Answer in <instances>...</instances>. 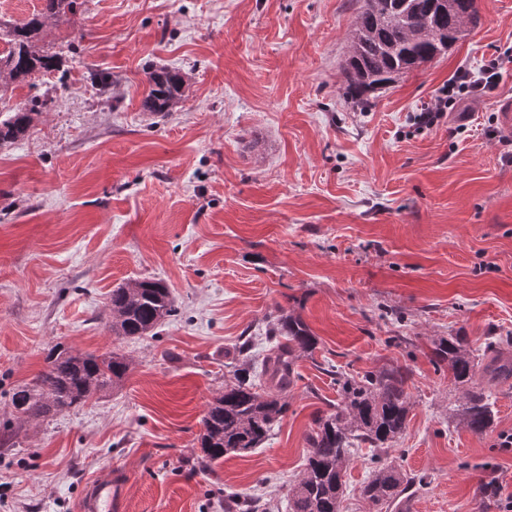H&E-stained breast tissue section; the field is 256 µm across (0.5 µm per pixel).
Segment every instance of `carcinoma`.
Listing matches in <instances>:
<instances>
[{"instance_id": "obj_1", "label": "carcinoma", "mask_w": 512, "mask_h": 512, "mask_svg": "<svg viewBox=\"0 0 512 512\" xmlns=\"http://www.w3.org/2000/svg\"><path fill=\"white\" fill-rule=\"evenodd\" d=\"M80 7L78 0H44L42 12L1 30L7 48L0 52V76L16 81L58 70L57 53L43 42L44 28L69 21ZM476 18V0H363L342 70L346 93L359 104H369L376 91L445 54ZM148 81L145 110L163 115L175 111L186 74L156 66ZM32 114L33 109L23 107L1 112L0 145L23 138ZM109 307L112 332L130 338L147 335L174 313L169 289L152 280L112 289ZM266 338L273 343L262 361L269 391L262 395L255 390L249 339L239 347L241 367L233 381L224 384V392L213 398L202 418V463L255 451L288 411L287 390L296 362L312 354L318 341L300 316L284 311L267 324ZM511 342L498 337L480 356L462 336L441 340L434 348L436 363L448 367L454 382L465 388L455 416L476 434L494 423L492 386L512 377V356L505 349ZM45 363L31 382L13 389L11 405L20 419L44 420L82 406L120 383L130 370L127 359L117 353L83 354L61 343L47 348ZM406 382L407 374L398 368L369 371L357 380L343 375L336 379L340 401L313 416L305 467L288 489V512H340L353 448L367 443L382 449L403 434L409 412ZM413 482L415 478L383 463L364 482L361 494L376 506H391Z\"/></svg>"}]
</instances>
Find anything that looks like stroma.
Listing matches in <instances>:
<instances>
[{"mask_svg": "<svg viewBox=\"0 0 512 512\" xmlns=\"http://www.w3.org/2000/svg\"><path fill=\"white\" fill-rule=\"evenodd\" d=\"M448 52L378 90L343 88L358 0H83L48 25L57 72L0 86V112L36 104L0 145V512H76L95 474L130 477L128 512H224V498L287 512L334 372L409 369L407 428L354 449L341 512H395L360 489L377 462L422 483L412 512H512V381L490 430L452 417L461 387L435 342L483 353L512 334V64L433 127L417 113L458 68L512 54V0H477ZM187 75L175 112L145 111L146 71ZM110 76L100 92L94 75ZM162 280L174 316L113 333V288ZM316 336L288 412L245 456L198 461L201 420L241 336L280 309ZM60 343L131 363L117 387L50 420L16 418L14 387ZM493 483V494L481 487Z\"/></svg>", "mask_w": 512, "mask_h": 512, "instance_id": "obj_1", "label": "stroma"}]
</instances>
